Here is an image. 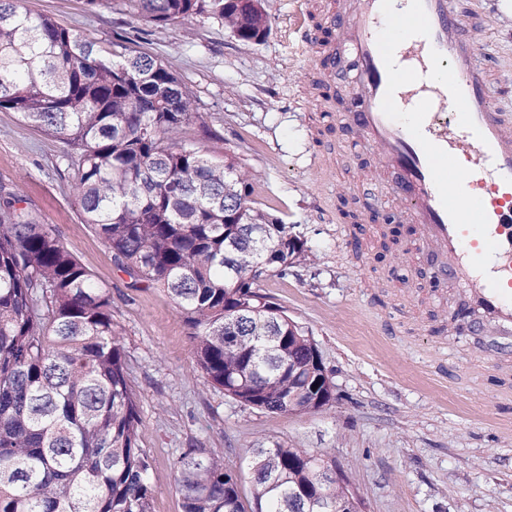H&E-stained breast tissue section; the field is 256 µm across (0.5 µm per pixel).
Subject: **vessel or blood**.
<instances>
[{
    "label": "vessel or blood",
    "instance_id": "vessel-or-blood-1",
    "mask_svg": "<svg viewBox=\"0 0 512 512\" xmlns=\"http://www.w3.org/2000/svg\"><path fill=\"white\" fill-rule=\"evenodd\" d=\"M328 20L334 40L302 41L319 51L311 88L351 72L340 118L392 172L374 192L411 218V258L427 266L430 287L461 290L470 325L512 339V129L491 104L467 22L451 0H341ZM403 25L420 42L397 65L389 35ZM432 70L449 74L445 92L421 81ZM408 104L418 107L412 131L396 119Z\"/></svg>",
    "mask_w": 512,
    "mask_h": 512
}]
</instances>
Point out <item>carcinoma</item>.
Instances as JSON below:
<instances>
[{
  "mask_svg": "<svg viewBox=\"0 0 512 512\" xmlns=\"http://www.w3.org/2000/svg\"><path fill=\"white\" fill-rule=\"evenodd\" d=\"M0 0V110L69 147L84 223L132 286H161L191 329L196 364L238 404L289 413L290 396L332 388L316 344L261 278L310 260L288 225L255 206L252 175L181 138L202 119L190 90L146 54L115 59L46 16ZM166 26L205 15L245 43L270 29L263 0H120ZM0 187V512H151L140 416L112 322V295ZM323 458L258 448L251 500L224 459L176 461L184 512H351L320 484Z\"/></svg>",
  "mask_w": 512,
  "mask_h": 512,
  "instance_id": "cac0c4a2",
  "label": "carcinoma"
}]
</instances>
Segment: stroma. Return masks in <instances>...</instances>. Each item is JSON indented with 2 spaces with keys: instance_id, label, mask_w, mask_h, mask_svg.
I'll return each instance as SVG.
<instances>
[{
  "instance_id": "stroma-1",
  "label": "stroma",
  "mask_w": 512,
  "mask_h": 512,
  "mask_svg": "<svg viewBox=\"0 0 512 512\" xmlns=\"http://www.w3.org/2000/svg\"><path fill=\"white\" fill-rule=\"evenodd\" d=\"M329 0H266L270 31L246 44L217 21L149 26L115 0H20L95 47L116 35L169 66L194 93L202 124L187 140L214 158L232 154L254 175L257 206L313 254L287 275L260 280L314 339L333 383L318 411L274 414L239 406L198 368L190 330L163 289L134 288L83 222L67 146L0 111V185L14 189L112 293V320L141 418L152 512H183L175 462L187 448L244 471L256 448H305L334 459L365 512H512V347L484 333L432 335L458 303L426 287L406 248L412 224L397 201L372 199L387 224L351 223L353 187L382 179L374 150L334 146L349 131L306 97L315 61L301 33L330 39ZM491 72V101L512 118V0H456Z\"/></svg>"
}]
</instances>
